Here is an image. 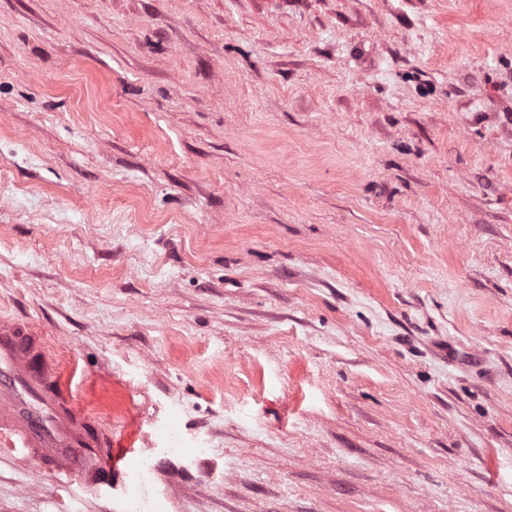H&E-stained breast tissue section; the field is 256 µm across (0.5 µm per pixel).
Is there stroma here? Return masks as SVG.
Wrapping results in <instances>:
<instances>
[{
  "label": "stroma",
  "mask_w": 512,
  "mask_h": 512,
  "mask_svg": "<svg viewBox=\"0 0 512 512\" xmlns=\"http://www.w3.org/2000/svg\"><path fill=\"white\" fill-rule=\"evenodd\" d=\"M1 314L164 512H512V0H0Z\"/></svg>",
  "instance_id": "obj_1"
}]
</instances>
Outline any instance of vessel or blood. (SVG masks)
<instances>
[{"mask_svg": "<svg viewBox=\"0 0 512 512\" xmlns=\"http://www.w3.org/2000/svg\"><path fill=\"white\" fill-rule=\"evenodd\" d=\"M0 439L41 474L99 495L149 496L147 449L115 439L82 410L66 378L30 322L0 318Z\"/></svg>", "mask_w": 512, "mask_h": 512, "instance_id": "b4317fda", "label": "vessel or blood"}]
</instances>
